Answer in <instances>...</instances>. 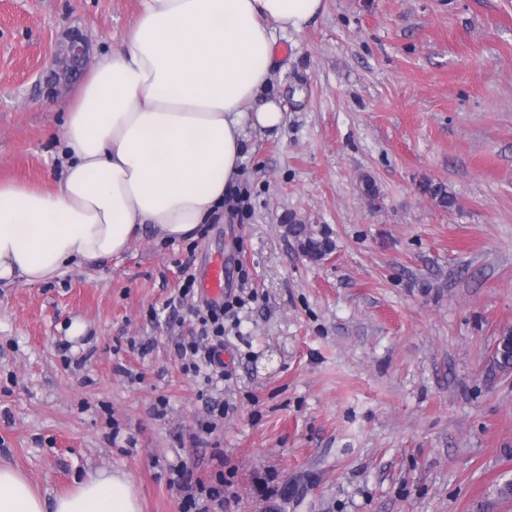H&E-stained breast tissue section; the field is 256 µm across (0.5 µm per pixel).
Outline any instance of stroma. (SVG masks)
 <instances>
[{
  "label": "stroma",
  "instance_id": "35a3bbf8",
  "mask_svg": "<svg viewBox=\"0 0 512 512\" xmlns=\"http://www.w3.org/2000/svg\"><path fill=\"white\" fill-rule=\"evenodd\" d=\"M141 7L0 0V180L53 184L85 78L49 94L55 51L77 29L109 52ZM264 95L284 120L247 129L238 203L203 233L0 288V464L50 498L125 473L142 512H181L182 465L224 474L215 512H512V373L490 368L512 329V0H324L277 34ZM290 217L326 226L327 259ZM216 254L243 303L209 385L169 300ZM286 233L299 240L311 260H322L334 248L330 236L320 229V236L312 224H286Z\"/></svg>",
  "mask_w": 512,
  "mask_h": 512
}]
</instances>
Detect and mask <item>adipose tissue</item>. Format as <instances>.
I'll return each instance as SVG.
<instances>
[{
    "instance_id": "ef3b65f1",
    "label": "adipose tissue",
    "mask_w": 512,
    "mask_h": 512,
    "mask_svg": "<svg viewBox=\"0 0 512 512\" xmlns=\"http://www.w3.org/2000/svg\"><path fill=\"white\" fill-rule=\"evenodd\" d=\"M324 0H143L120 48L87 74L64 121L53 186L0 182V285H33L127 251L152 228L187 238L224 208L246 126L274 128L276 32ZM0 512H140L126 475L101 472L45 502L0 466Z\"/></svg>"
}]
</instances>
